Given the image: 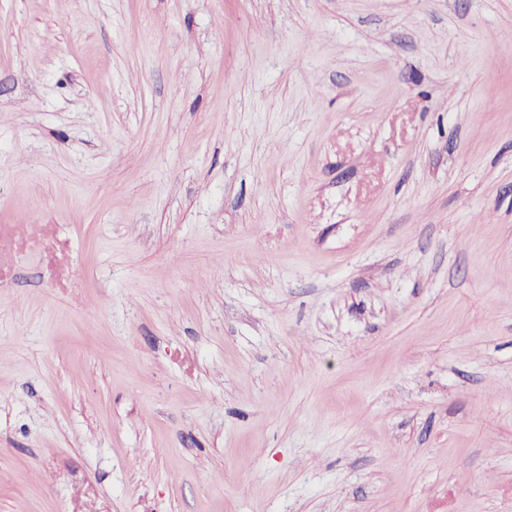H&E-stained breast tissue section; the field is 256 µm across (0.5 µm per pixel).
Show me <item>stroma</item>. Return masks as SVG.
Returning a JSON list of instances; mask_svg holds the SVG:
<instances>
[{
  "label": "stroma",
  "mask_w": 512,
  "mask_h": 512,
  "mask_svg": "<svg viewBox=\"0 0 512 512\" xmlns=\"http://www.w3.org/2000/svg\"><path fill=\"white\" fill-rule=\"evenodd\" d=\"M0 512H512V0H0Z\"/></svg>",
  "instance_id": "obj_1"
}]
</instances>
